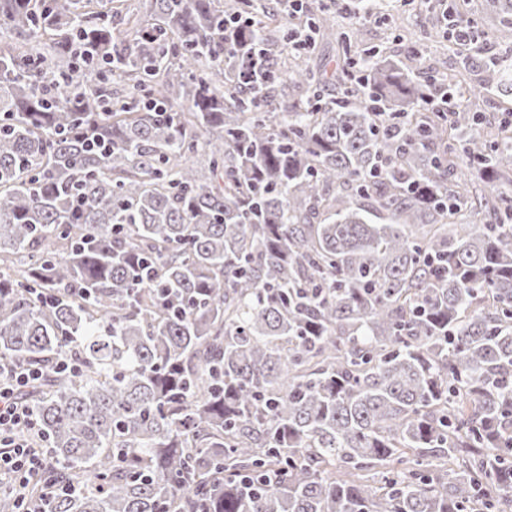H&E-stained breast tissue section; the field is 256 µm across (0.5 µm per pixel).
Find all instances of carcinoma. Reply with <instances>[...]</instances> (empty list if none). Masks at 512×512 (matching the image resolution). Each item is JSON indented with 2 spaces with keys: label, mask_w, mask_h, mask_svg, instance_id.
Here are the masks:
<instances>
[{
  "label": "carcinoma",
  "mask_w": 512,
  "mask_h": 512,
  "mask_svg": "<svg viewBox=\"0 0 512 512\" xmlns=\"http://www.w3.org/2000/svg\"><path fill=\"white\" fill-rule=\"evenodd\" d=\"M328 13L0 0V362L42 370L50 512L512 504V122ZM485 14L512 39V0Z\"/></svg>",
  "instance_id": "carcinoma-1"
}]
</instances>
